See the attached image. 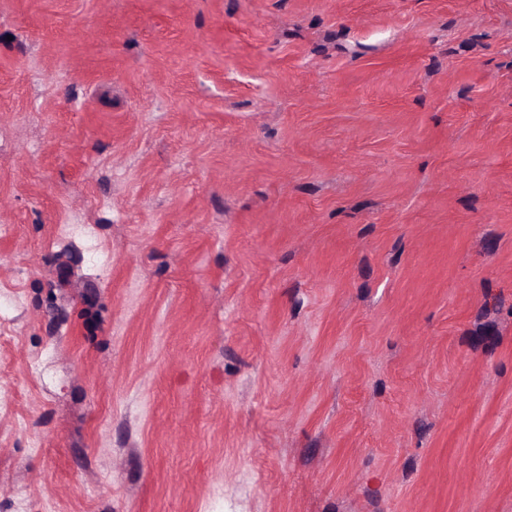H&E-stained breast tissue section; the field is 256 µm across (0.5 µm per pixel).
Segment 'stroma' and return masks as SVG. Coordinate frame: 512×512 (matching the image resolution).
Wrapping results in <instances>:
<instances>
[{
  "mask_svg": "<svg viewBox=\"0 0 512 512\" xmlns=\"http://www.w3.org/2000/svg\"><path fill=\"white\" fill-rule=\"evenodd\" d=\"M0 512H512V0H0Z\"/></svg>",
  "mask_w": 512,
  "mask_h": 512,
  "instance_id": "35a3bbf8",
  "label": "stroma"
}]
</instances>
